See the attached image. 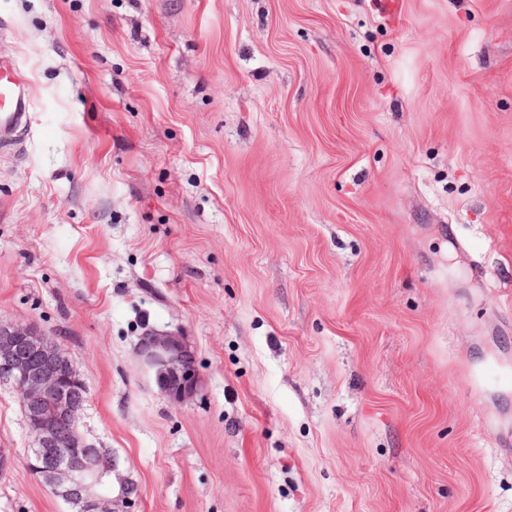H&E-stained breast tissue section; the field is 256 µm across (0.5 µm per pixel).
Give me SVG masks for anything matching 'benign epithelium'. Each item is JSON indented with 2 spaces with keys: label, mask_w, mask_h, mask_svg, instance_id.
<instances>
[{
  "label": "benign epithelium",
  "mask_w": 512,
  "mask_h": 512,
  "mask_svg": "<svg viewBox=\"0 0 512 512\" xmlns=\"http://www.w3.org/2000/svg\"><path fill=\"white\" fill-rule=\"evenodd\" d=\"M136 355L170 400L181 403L196 393L195 361L181 334L148 330ZM0 383L18 393L34 441L29 467L52 494L77 512H135L137 489L120 472L112 451L90 449L74 426L86 402L83 381L35 324L0 320ZM65 423L68 430L61 434L58 427Z\"/></svg>",
  "instance_id": "1"
}]
</instances>
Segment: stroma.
Listing matches in <instances>:
<instances>
[{
    "label": "stroma",
    "instance_id": "35a3bbf8",
    "mask_svg": "<svg viewBox=\"0 0 512 512\" xmlns=\"http://www.w3.org/2000/svg\"><path fill=\"white\" fill-rule=\"evenodd\" d=\"M2 50L0 320L139 512H512V0H0ZM31 446L0 383V512H71ZM28 100L24 82L15 68L11 56H0V131H8L22 122L27 112ZM136 355L152 373L161 394L181 403L197 390L198 373L189 345L178 332L147 330L140 337Z\"/></svg>",
    "mask_w": 512,
    "mask_h": 512
}]
</instances>
